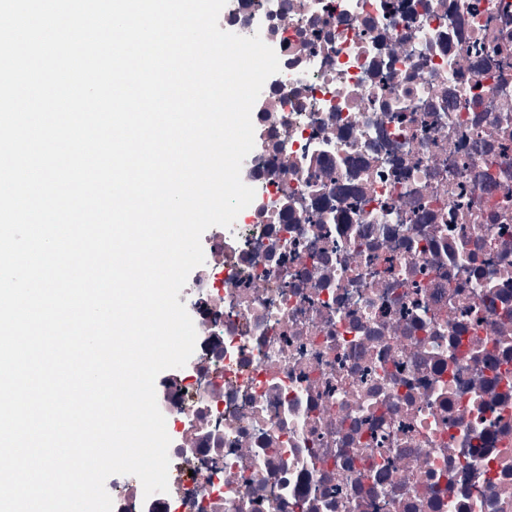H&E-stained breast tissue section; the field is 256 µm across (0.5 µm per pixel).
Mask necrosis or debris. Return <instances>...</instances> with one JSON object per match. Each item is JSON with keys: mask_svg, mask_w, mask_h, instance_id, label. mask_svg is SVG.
<instances>
[{"mask_svg": "<svg viewBox=\"0 0 512 512\" xmlns=\"http://www.w3.org/2000/svg\"><path fill=\"white\" fill-rule=\"evenodd\" d=\"M280 70L255 190L112 512H512V0H233Z\"/></svg>", "mask_w": 512, "mask_h": 512, "instance_id": "necrosis-or-debris-1", "label": "necrosis or debris"}]
</instances>
